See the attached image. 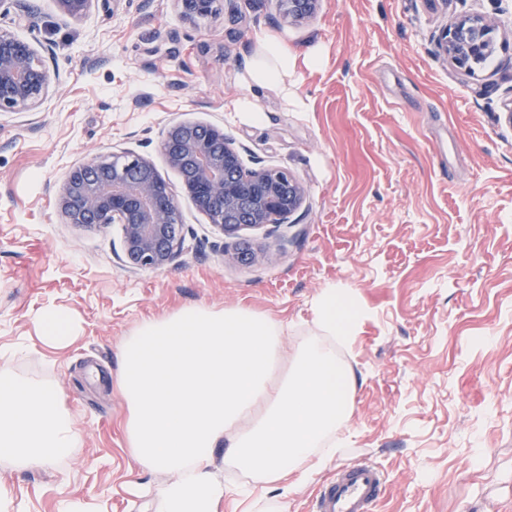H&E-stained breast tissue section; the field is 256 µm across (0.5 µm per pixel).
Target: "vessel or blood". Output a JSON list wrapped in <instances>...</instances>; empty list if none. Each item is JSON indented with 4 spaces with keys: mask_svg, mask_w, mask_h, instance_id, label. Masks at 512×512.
Wrapping results in <instances>:
<instances>
[{
    "mask_svg": "<svg viewBox=\"0 0 512 512\" xmlns=\"http://www.w3.org/2000/svg\"><path fill=\"white\" fill-rule=\"evenodd\" d=\"M384 473L361 461L337 468L322 485L316 512H374L385 493Z\"/></svg>",
    "mask_w": 512,
    "mask_h": 512,
    "instance_id": "vessel-or-blood-1",
    "label": "vessel or blood"
}]
</instances>
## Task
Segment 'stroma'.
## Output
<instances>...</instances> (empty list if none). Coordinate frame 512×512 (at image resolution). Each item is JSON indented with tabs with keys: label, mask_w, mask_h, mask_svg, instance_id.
I'll return each instance as SVG.
<instances>
[{
	"label": "stroma",
	"mask_w": 512,
	"mask_h": 512,
	"mask_svg": "<svg viewBox=\"0 0 512 512\" xmlns=\"http://www.w3.org/2000/svg\"><path fill=\"white\" fill-rule=\"evenodd\" d=\"M478 13L497 48L463 76L435 46L439 28ZM0 29L30 42L59 75L38 107L0 112V354L19 377L57 387L82 436L46 468L0 454V512H160L168 471L140 466L119 424V351L142 320L181 307L246 306L312 330L323 288L364 317L340 355L356 378L353 413L322 476L368 460L386 477L375 512H512V0H321L291 23L272 0H218L191 24L173 0H94L74 20L56 0H0ZM271 32L317 64L287 91L250 84L256 38ZM256 102L261 120L233 109ZM223 126L247 165L288 170L307 190L289 223L234 247L182 191L160 151L169 125ZM130 150L148 158L184 224L166 268L122 260L116 224L65 223L67 169ZM69 311L75 340L46 345L47 308ZM318 482L254 508L315 512Z\"/></svg>",
	"instance_id": "obj_1"
}]
</instances>
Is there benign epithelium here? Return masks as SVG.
<instances>
[{
	"label": "benign epithelium",
	"mask_w": 512,
	"mask_h": 512,
	"mask_svg": "<svg viewBox=\"0 0 512 512\" xmlns=\"http://www.w3.org/2000/svg\"><path fill=\"white\" fill-rule=\"evenodd\" d=\"M69 17L79 19L93 0H56ZM189 22L209 16L211 0H174ZM291 21L314 18L320 0H273ZM439 51L458 71L471 73L476 59L495 48L494 27L472 15L443 27ZM43 58L28 42L0 31V112H18L41 104L54 80ZM168 164L182 178V190L224 237L242 244L225 257L253 264L264 257L244 237L270 224H286L302 206L306 191L288 171L272 166L247 169L239 147L224 128L198 122H177L161 141ZM57 207L68 224L122 226V249L140 269H162L175 259L183 224L175 198L154 164L123 151L74 164L66 172Z\"/></svg>",
	"instance_id": "1"
}]
</instances>
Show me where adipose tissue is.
I'll return each instance as SVG.
<instances>
[{
    "instance_id": "ef3b65f1",
    "label": "adipose tissue",
    "mask_w": 512,
    "mask_h": 512,
    "mask_svg": "<svg viewBox=\"0 0 512 512\" xmlns=\"http://www.w3.org/2000/svg\"><path fill=\"white\" fill-rule=\"evenodd\" d=\"M298 57L273 34L258 37L251 82L287 90ZM313 333L285 349L283 321L244 306L194 305L143 320L121 350L123 423L136 462L174 473L158 495L162 512H216L224 495L247 500L262 486L292 494L336 454L334 434L352 414L355 378L337 345L349 344L362 310L336 289L312 304ZM288 359L286 376L275 370ZM80 436L54 385L0 368V451L17 466L48 467ZM248 475L224 488L209 466L215 448Z\"/></svg>"
}]
</instances>
